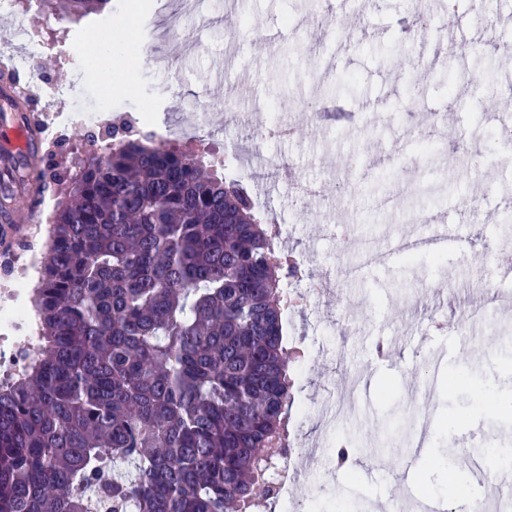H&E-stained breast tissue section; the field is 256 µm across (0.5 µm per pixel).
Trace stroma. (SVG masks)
<instances>
[{
	"label": "stroma",
	"instance_id": "obj_1",
	"mask_svg": "<svg viewBox=\"0 0 512 512\" xmlns=\"http://www.w3.org/2000/svg\"><path fill=\"white\" fill-rule=\"evenodd\" d=\"M173 0H111L105 15L77 24L39 23L35 38L48 45L41 70L53 83H72L79 70L94 67L92 55L69 56L74 40L84 46L107 42L116 30L131 28L128 42L111 66L112 109L143 123L165 125L191 113L199 137L215 153L232 158L234 114L252 121L285 122L295 134L264 140L251 178L238 165L226 177L243 179L259 195L265 215L280 224L283 240L307 258L313 275L332 280L331 291L288 318L287 334L303 353L292 369V422L303 453L295 459L296 482L314 512H388L392 503L417 506L442 500L447 512L478 505L498 512L512 496L498 473L496 452L512 448V294L503 292L493 268L512 255V134L489 119L492 108L512 98V65L501 63L488 37L512 46V0H445L430 6L428 28L415 25L411 0H348L368 13L370 24L355 46L319 44L297 38L305 20L326 12L324 0H240L235 7V40H228L226 6L218 0L204 13L189 14L179 40L145 51L155 24ZM464 20L469 54L451 49L445 14ZM247 69L253 92L244 100L202 95L211 69L226 54ZM453 79L460 108H452L444 86ZM459 117L455 141H436L411 167L387 157L413 138L414 131ZM56 140L45 146L26 141L15 152L21 166L38 165L67 176L75 148L84 146L82 124L70 107L53 120ZM292 169L329 188L348 184L330 204L296 203ZM491 195L494 212L466 213L462 202ZM61 199L50 183L41 199L40 231L21 238L0 211V305L14 263L25 250L41 255L49 219ZM439 214L454 224L465 246L442 256L415 255L392 266L362 267L365 247L386 250L392 239H408L424 226L422 214ZM349 219L351 247L339 251L325 225ZM482 307L480 321L458 326L462 309ZM390 356H378V343ZM464 385L449 387V374ZM389 386L387 398L377 396ZM412 415L428 410L435 421V447H452L464 468L465 492L449 490L447 466L418 458L412 476L378 454L380 443L395 458L411 453L414 432L387 424L390 408ZM361 448L359 474L332 466L336 444Z\"/></svg>",
	"mask_w": 512,
	"mask_h": 512
}]
</instances>
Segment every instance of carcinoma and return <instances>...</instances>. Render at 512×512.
I'll return each mask as SVG.
<instances>
[{
  "instance_id": "1",
  "label": "carcinoma",
  "mask_w": 512,
  "mask_h": 512,
  "mask_svg": "<svg viewBox=\"0 0 512 512\" xmlns=\"http://www.w3.org/2000/svg\"><path fill=\"white\" fill-rule=\"evenodd\" d=\"M79 22L109 0H39ZM58 202L38 345L0 381V512H255L277 497L301 258L225 159L114 123ZM0 196L23 174L4 167Z\"/></svg>"
}]
</instances>
